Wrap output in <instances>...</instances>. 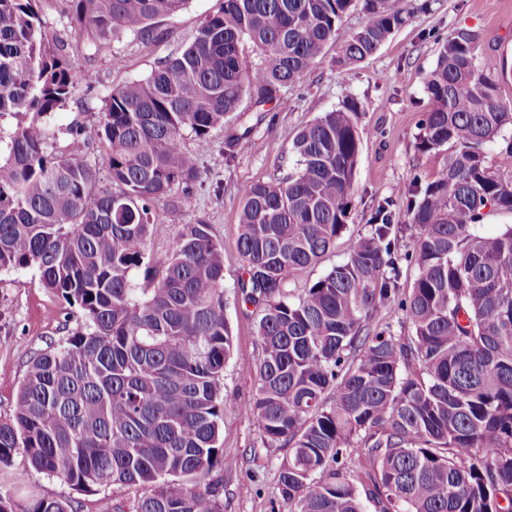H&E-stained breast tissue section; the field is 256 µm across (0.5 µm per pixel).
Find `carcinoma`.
<instances>
[{
	"label": "carcinoma",
	"mask_w": 512,
	"mask_h": 512,
	"mask_svg": "<svg viewBox=\"0 0 512 512\" xmlns=\"http://www.w3.org/2000/svg\"><path fill=\"white\" fill-rule=\"evenodd\" d=\"M37 2L0 0V119L18 118L0 124V270H36L82 325L31 361L0 419V463L21 450L82 492L145 489L132 512H224L210 478L238 466L218 446L232 351L224 248L199 220L155 259L153 207L199 178L184 131L202 148L243 118L244 95L263 106L298 83L354 0H224L181 53L110 95L84 139L105 150L108 187L95 166L46 151V119L84 70L46 39ZM68 2L98 51L128 31L150 37L188 0ZM408 2L362 0L366 21L342 62L373 54ZM246 40L261 51L253 66ZM478 45L476 32H454L427 78L416 147H448L433 180H414L401 204L378 201L368 235L303 293L288 281L334 249L350 216L359 103L298 132L294 172L241 191L240 289L262 349L252 412L263 446L285 450L287 512H512V225L478 230L488 211L512 213V101ZM401 220L414 230L407 250ZM390 305L408 319L404 336L376 320ZM26 512L73 508L39 499Z\"/></svg>",
	"instance_id": "obj_1"
}]
</instances>
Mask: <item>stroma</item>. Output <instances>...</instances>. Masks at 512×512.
Returning a JSON list of instances; mask_svg holds the SVG:
<instances>
[{
    "label": "stroma",
    "mask_w": 512,
    "mask_h": 512,
    "mask_svg": "<svg viewBox=\"0 0 512 512\" xmlns=\"http://www.w3.org/2000/svg\"><path fill=\"white\" fill-rule=\"evenodd\" d=\"M428 3V9L412 10L404 26L371 56L342 65L338 59L344 43L365 22L361 8L352 9L339 23L336 39L322 60L300 82L262 108L251 97H243L240 108L249 133L231 145L227 132H213L200 151L201 183L190 194L179 195L177 210H170L164 201L155 207L161 231L146 244L155 258L166 256L184 224L199 220L211 225L224 247V316L232 329L233 353L224 370L229 405L219 445L239 461L237 469L222 474L224 512H287L277 473L283 451L263 447L260 428L250 413L255 384L249 369L261 355V342L257 310L243 302L240 292L243 258L237 239L242 187L286 175L293 167L291 143L302 127L347 100L360 103L362 150L347 228L334 251L291 279L288 287L298 294L346 260L351 243L367 234L378 200L404 199L414 178L430 181L442 165L444 152L422 153L416 148L419 124L429 107L425 83L442 41L462 28L476 31L480 65L497 77L502 97L512 100V0ZM223 5L224 0H188L179 13L155 21L153 39L127 32L109 48L92 52L86 48L84 31L67 18V0H40L47 38L66 43L71 58L91 75L90 81L76 87L68 105L49 118V152L75 156L106 171L103 152L85 147L73 128L92 132L101 122L111 91L148 78L167 56L183 50L205 18ZM76 327L75 308L44 288L37 271H0V419L12 415L31 360L49 344L62 343ZM256 455L262 457L263 466L253 463ZM0 488L9 490L20 508L31 500L49 498L71 503L75 512H98L107 498L115 512H129L137 495L133 489L77 491L59 478L32 471L20 453L0 466Z\"/></svg>",
    "instance_id": "35a3bbf8"
}]
</instances>
